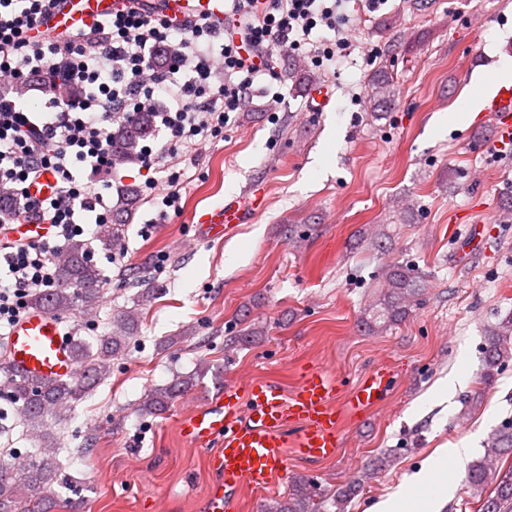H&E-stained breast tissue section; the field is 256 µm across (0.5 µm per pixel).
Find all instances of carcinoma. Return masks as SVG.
<instances>
[{
  "instance_id": "obj_1",
  "label": "carcinoma",
  "mask_w": 512,
  "mask_h": 512,
  "mask_svg": "<svg viewBox=\"0 0 512 512\" xmlns=\"http://www.w3.org/2000/svg\"><path fill=\"white\" fill-rule=\"evenodd\" d=\"M391 96L390 82L385 75L376 76L372 98L386 103ZM154 124L148 112L111 131L112 164L134 161L141 144L152 136ZM125 218L108 226L99 238V247L109 251L119 238L125 219L132 216L139 200L130 193L124 198ZM57 287L46 292H36L29 297V307L52 314L77 309L84 315L92 314L97 306L104 277L86 244L71 241L66 248L65 261L57 268ZM425 279L416 269L400 263L387 266L385 288L378 296L368 321L370 330L382 331L404 319L421 304ZM139 321L138 309L129 310L112 334L102 336L92 344L78 337L74 339V353L80 376L62 378L51 383H41L12 374L7 389L13 403L20 405L29 427L40 440L39 454L23 466L22 479L0 468V512H24L29 506L57 502L55 484L59 483L60 469L56 458L53 436L42 430L47 413L66 404L80 401L86 390L94 385L109 361L126 351ZM512 360V313L486 331L483 351V378L490 379L499 366ZM204 377L200 372L191 377H180L166 388L155 389L146 395L143 409L155 413L165 409L176 394L192 387ZM512 457V422L495 429L488 437L483 455L470 469L471 496L478 503L477 512H512V465L503 469V463ZM493 490L486 491L487 486ZM362 483L346 484L334 491L332 505L336 512H345L350 500L356 496ZM322 496L317 485L300 476L293 481L285 500H272L264 505V512H319Z\"/></svg>"
}]
</instances>
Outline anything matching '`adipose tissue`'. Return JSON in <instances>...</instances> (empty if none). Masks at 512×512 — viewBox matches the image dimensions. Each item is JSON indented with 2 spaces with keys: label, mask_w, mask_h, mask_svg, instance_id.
Wrapping results in <instances>:
<instances>
[{
  "label": "adipose tissue",
  "mask_w": 512,
  "mask_h": 512,
  "mask_svg": "<svg viewBox=\"0 0 512 512\" xmlns=\"http://www.w3.org/2000/svg\"><path fill=\"white\" fill-rule=\"evenodd\" d=\"M470 453L467 444L439 449L436 457L424 462L413 477V485L393 499H386L371 506L368 512H435L433 497L442 484L439 473L445 472L447 464L462 462Z\"/></svg>",
  "instance_id": "ef3b65f1"
}]
</instances>
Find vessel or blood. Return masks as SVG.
Returning a JSON list of instances; mask_svg holds the SVG:
<instances>
[{"instance_id":"obj_1","label":"vessel or blood","mask_w":512,"mask_h":512,"mask_svg":"<svg viewBox=\"0 0 512 512\" xmlns=\"http://www.w3.org/2000/svg\"><path fill=\"white\" fill-rule=\"evenodd\" d=\"M166 14L180 18L224 16V0H158ZM131 0H60L30 35L47 40L60 33L126 11ZM481 123L493 130L498 150L512 145V82L497 84L485 96ZM260 191L225 200L197 225L201 237L222 236L263 208ZM8 366L33 379L73 376L76 361L58 317L33 312L13 324L7 341ZM396 381L391 366L367 371L354 385L341 388L325 371H303L292 389L272 380L251 381L246 391L226 385L206 406L185 414L179 433L190 445L212 449L211 468L220 479L207 512H236L237 489L262 491L282 478L289 457L310 462L335 458L350 422L367 418L381 406Z\"/></svg>"}]
</instances>
